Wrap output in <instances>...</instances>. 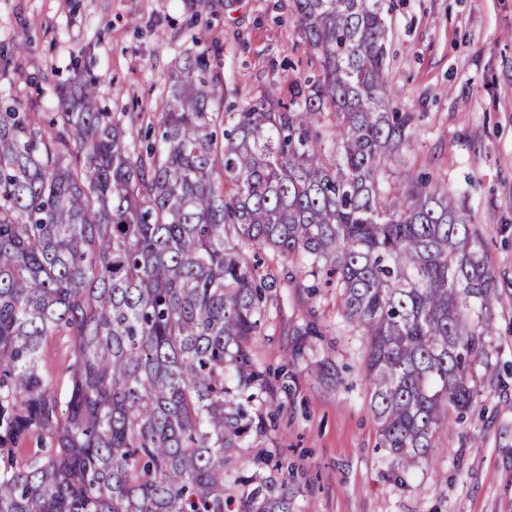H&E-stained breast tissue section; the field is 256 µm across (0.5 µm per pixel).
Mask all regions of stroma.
I'll return each instance as SVG.
<instances>
[{
	"label": "stroma",
	"instance_id": "1",
	"mask_svg": "<svg viewBox=\"0 0 512 512\" xmlns=\"http://www.w3.org/2000/svg\"><path fill=\"white\" fill-rule=\"evenodd\" d=\"M386 4L396 103L418 117L390 175L427 173L456 194L493 275L477 395L435 435L432 460L394 472L369 403L366 336L343 320L335 288L312 297L283 281L252 345L268 430L241 449L243 471L279 463L293 512H512V0ZM202 52L229 102L290 101L317 69L292 0H0V96L51 113L56 85L81 72L138 141L157 128L176 62Z\"/></svg>",
	"mask_w": 512,
	"mask_h": 512
}]
</instances>
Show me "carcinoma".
<instances>
[{
  "label": "carcinoma",
  "instance_id": "carcinoma-1",
  "mask_svg": "<svg viewBox=\"0 0 512 512\" xmlns=\"http://www.w3.org/2000/svg\"><path fill=\"white\" fill-rule=\"evenodd\" d=\"M293 8L316 81L224 112L205 56L186 58L143 152L91 77L48 123L0 100V512H292L288 482L238 476L265 431L241 399L261 389L249 344L282 259L336 276L397 468L471 405L490 318L468 302L492 276L453 194L386 175L415 129L383 0ZM49 336L68 342L60 390ZM70 364L69 350L63 336L49 337L41 349L42 373L48 383L61 387Z\"/></svg>",
  "mask_w": 512,
  "mask_h": 512
}]
</instances>
